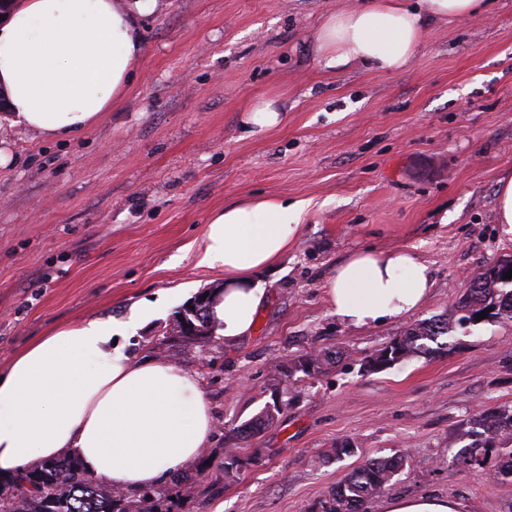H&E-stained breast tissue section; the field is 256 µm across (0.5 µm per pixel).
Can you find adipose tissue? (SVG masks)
<instances>
[{
    "mask_svg": "<svg viewBox=\"0 0 512 512\" xmlns=\"http://www.w3.org/2000/svg\"><path fill=\"white\" fill-rule=\"evenodd\" d=\"M156 0H5L0 6V102L10 125L63 140L122 98L144 55L138 19ZM483 0H360L314 33L324 67L358 63L392 73L420 50L430 22L474 16ZM300 203L254 197L211 216L199 263L224 271L213 308L225 342L253 332L266 303L260 278L287 252ZM430 268L414 249H361L326 284L353 327L409 315L428 300ZM120 324L89 320L39 337L0 370V476L74 455L90 476L122 490L158 485L208 445L209 405L194 373L112 344ZM383 512H464L435 492L393 495Z\"/></svg>",
    "mask_w": 512,
    "mask_h": 512,
    "instance_id": "adipose-tissue-1",
    "label": "adipose tissue"
}]
</instances>
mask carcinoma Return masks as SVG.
Here are the masks:
<instances>
[{
    "label": "carcinoma",
    "instance_id": "cac0c4a2",
    "mask_svg": "<svg viewBox=\"0 0 512 512\" xmlns=\"http://www.w3.org/2000/svg\"><path fill=\"white\" fill-rule=\"evenodd\" d=\"M504 264H512V256L485 264L465 287L462 299L448 313L414 323L376 353L366 357L371 363L389 354L397 363L410 361L422 354L431 356L442 349L441 336L456 327L475 324V315L487 311L492 321L512 322V278L500 272ZM195 331L192 337L210 336L214 331L211 313L202 312L192 318ZM337 361V353L324 350L307 351L276 368L287 379L301 373L305 376L321 373ZM281 407L278 403L266 407L258 417L237 427L234 440L224 449V460L215 470L224 474V485H229L244 466L238 456L235 441L251 437L273 425ZM462 437L474 441L457 455L461 470L484 468L487 451L500 447L496 477H512V410L484 409L472 419L470 429ZM405 454L380 456L364 461L352 469L317 501L310 512H366L367 504L389 487L402 468ZM175 501L149 491L131 496L110 485L88 477L78 461L64 457L26 468L11 476L10 487L0 486V512H173Z\"/></svg>",
    "mask_w": 512,
    "mask_h": 512
}]
</instances>
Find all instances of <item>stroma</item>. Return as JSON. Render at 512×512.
<instances>
[{"mask_svg":"<svg viewBox=\"0 0 512 512\" xmlns=\"http://www.w3.org/2000/svg\"><path fill=\"white\" fill-rule=\"evenodd\" d=\"M356 0H156L140 19L145 52L127 91L65 142L0 127L14 155L0 170V369L40 336L82 320H127L124 351L195 373L220 461L234 428L277 403V422L238 441L236 482L202 476L176 512H310L365 460L404 450L390 493L436 491L465 512H512V477L459 471L463 429L486 408L512 409V322L445 336L446 350L378 373L363 357L405 327L451 309L486 263L512 255L495 219L512 174V0L431 25L412 63L379 73L323 68L313 35ZM260 99L283 124L253 131ZM301 201L287 254L265 273L252 335H172L178 311L222 287L198 266L224 203ZM416 248L433 280L411 315L369 328L342 323L325 297L334 265L364 249ZM323 347L344 357L320 375L273 383L276 365ZM355 451L334 458L336 443Z\"/></svg>","mask_w":512,"mask_h":512,"instance_id":"35a3bbf8","label":"stroma"}]
</instances>
